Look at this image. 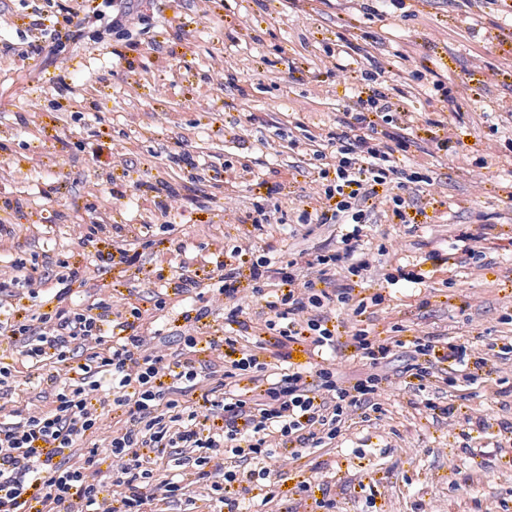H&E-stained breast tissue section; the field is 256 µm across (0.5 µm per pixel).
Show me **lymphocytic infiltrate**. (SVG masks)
<instances>
[{"label": "lymphocytic infiltrate", "instance_id": "lymphocytic-infiltrate-1", "mask_svg": "<svg viewBox=\"0 0 512 512\" xmlns=\"http://www.w3.org/2000/svg\"><path fill=\"white\" fill-rule=\"evenodd\" d=\"M363 78L372 87L367 98L357 100L347 132L328 137L331 155L314 154V204L301 210L290 231L297 245L287 259L256 252L257 234L279 221L262 205L237 216L248 229L230 247V262L207 265L182 240L170 239L168 250L177 260L175 294L203 301L186 319L180 350L168 351L139 307L118 299L87 304L70 299L72 283L119 263L135 265L140 249L155 244L150 225H140L135 252L118 242L107 251L97 248L100 222L75 225V244L95 249L80 271L53 274L13 263L28 299L51 290L58 305L23 317L7 310L0 335L14 341L28 367H50L54 393L48 408L24 414L0 405V512H166L174 504L193 506L194 483L211 491L221 512H241L240 503L252 488L238 485L239 472L229 457L274 460L278 447L289 441L309 449L333 444L350 411L379 410L385 380L380 369L394 351H405L417 380L436 376L445 364L474 365L468 379L480 380L485 360L473 357L468 343L434 336L381 340L361 322L384 297H355L356 285L380 273L389 282L424 281L423 274L395 262L386 248L373 254L362 247L370 217L414 222L400 194L407 176L397 164L398 153L411 144L407 132L413 118L390 100L379 72ZM325 224L347 228L341 250L331 254L310 243L315 228ZM391 265L396 268L392 274L387 271ZM245 279L250 288H241ZM249 297L262 302L251 316L244 306ZM349 302L354 308L348 323L332 327L337 305ZM218 313L224 327L206 333L202 320ZM246 332L254 341L239 346L237 336ZM269 333L283 344L308 345L314 363L288 369L280 353L275 361L282 368L271 371V363L259 358L262 337ZM343 335L363 366L351 383L325 361ZM201 343L216 358L200 369L193 355ZM228 347L239 349V358L227 360ZM190 392L196 393L195 401H186ZM117 410L124 411L123 422L111 421ZM104 456L112 461L106 473L99 468ZM167 457L191 467L193 483L170 476L160 465ZM232 482L238 488L230 496L225 486Z\"/></svg>", "mask_w": 512, "mask_h": 512}]
</instances>
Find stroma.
Returning a JSON list of instances; mask_svg holds the SVG:
<instances>
[{
  "instance_id": "obj_1",
  "label": "stroma",
  "mask_w": 512,
  "mask_h": 512,
  "mask_svg": "<svg viewBox=\"0 0 512 512\" xmlns=\"http://www.w3.org/2000/svg\"><path fill=\"white\" fill-rule=\"evenodd\" d=\"M367 13H352L349 0H142L140 23L115 31L100 23L74 27L63 55L32 54L35 20L53 15L46 0H0V224L16 235L0 250V263L16 259L38 266L66 260L82 268L86 249L70 245L71 225L109 210L100 237L130 236L143 221L161 223L158 210L168 190L197 196L196 206L176 216L175 237L208 255L242 232L222 208L225 179L238 176L239 208L306 206L312 158L294 144L302 133L324 136L339 128L364 81L327 76L340 39L365 48L354 70L389 69L391 96L419 113L414 140L430 137L428 119H447L449 151L417 152L421 182L406 196L423 213L418 226L367 225L370 248H404L423 259L421 288L375 277L369 293L391 295L385 310L365 314L378 339L402 325L401 339L454 336L479 352L512 344V253H494L489 265H438L427 260L430 242L451 240L457 225L487 224L492 235L511 234L512 223V0H405L404 9L365 0ZM133 45L127 59L115 48ZM218 64L222 80L209 77ZM421 71L424 81L411 80ZM64 75L67 93L51 79ZM461 91V117L450 114L443 89ZM257 123L241 130L240 121ZM187 141L205 179L193 181L192 165L168 157ZM126 154L128 177L113 179L114 153ZM438 183L428 194L426 180ZM150 182L138 191L134 181ZM275 195H267L271 186ZM120 198H113V191ZM153 282L135 268L97 274L80 297L123 294L148 309ZM393 384L383 409L353 412L335 447L300 451L271 473L272 503L245 502L243 512H512V358H490L484 380L470 384L465 368L446 391L454 422L418 413L407 374L390 366ZM49 382L18 374L7 407L28 411L49 403ZM308 492H299L302 481Z\"/></svg>"
}]
</instances>
